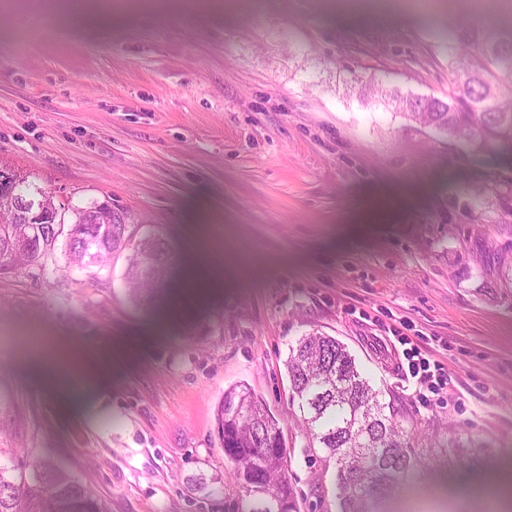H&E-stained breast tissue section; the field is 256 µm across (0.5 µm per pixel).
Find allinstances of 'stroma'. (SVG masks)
Returning <instances> with one entry per match:
<instances>
[{"instance_id":"obj_1","label":"stroma","mask_w":512,"mask_h":512,"mask_svg":"<svg viewBox=\"0 0 512 512\" xmlns=\"http://www.w3.org/2000/svg\"><path fill=\"white\" fill-rule=\"evenodd\" d=\"M464 21L448 0H0V164L175 255L148 304L121 256L0 274V442L64 465L98 512H232L215 414L244 385L280 421L297 512H339L284 366L316 329L415 443L489 447L426 462L381 512H512V198L474 193L512 177V143H448L350 87L447 98ZM400 336L447 370L439 402ZM76 362L98 374L78 397ZM401 367L407 378L410 377L415 381V392H418L422 402L431 404L434 400L438 401L445 390L447 393L448 372L436 363L433 364V371H431L430 361L420 357V352L413 348L402 351Z\"/></svg>"}]
</instances>
